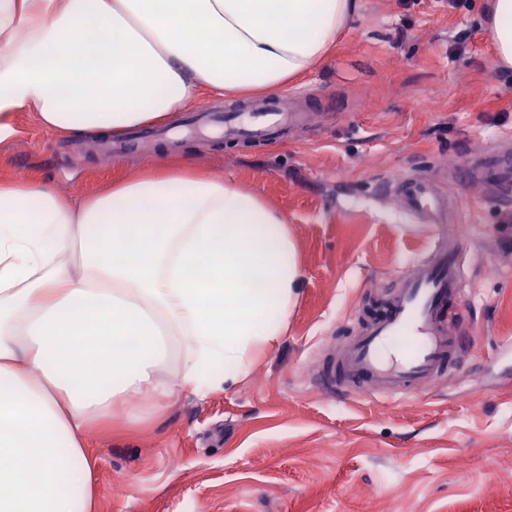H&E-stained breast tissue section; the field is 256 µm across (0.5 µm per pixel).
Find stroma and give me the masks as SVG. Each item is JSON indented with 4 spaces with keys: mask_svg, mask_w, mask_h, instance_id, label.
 <instances>
[{
    "mask_svg": "<svg viewBox=\"0 0 512 512\" xmlns=\"http://www.w3.org/2000/svg\"><path fill=\"white\" fill-rule=\"evenodd\" d=\"M483 0H362L333 52L283 91L308 113L247 144L144 126L71 137L15 118L0 175L91 196L157 166L161 145L287 215L304 272L288 330L229 391L131 401L85 439L99 512H512V204L458 171L512 154V75L493 65ZM429 179L454 223L412 224L383 185ZM467 255L454 373L404 401L323 393L322 360L438 237Z\"/></svg>",
    "mask_w": 512,
    "mask_h": 512,
    "instance_id": "35a3bbf8",
    "label": "stroma"
}]
</instances>
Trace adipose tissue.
Here are the masks:
<instances>
[{
	"instance_id": "ef3b65f1",
	"label": "adipose tissue",
	"mask_w": 512,
	"mask_h": 512,
	"mask_svg": "<svg viewBox=\"0 0 512 512\" xmlns=\"http://www.w3.org/2000/svg\"><path fill=\"white\" fill-rule=\"evenodd\" d=\"M512 72V0H486ZM360 0H0V142L168 124L200 92L283 91ZM302 273L288 219L192 159L87 198L0 177V512H95L85 431L176 390L235 386L275 346Z\"/></svg>"
}]
</instances>
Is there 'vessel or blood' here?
Returning <instances> with one entry per match:
<instances>
[{
    "label": "vessel or blood",
    "mask_w": 512,
    "mask_h": 512,
    "mask_svg": "<svg viewBox=\"0 0 512 512\" xmlns=\"http://www.w3.org/2000/svg\"><path fill=\"white\" fill-rule=\"evenodd\" d=\"M287 116L276 99L248 116L227 114L224 131L251 141L278 137ZM398 203L418 224H446L454 204L422 177L400 181ZM464 254L456 239L415 259L399 279L385 312L369 321L343 350V367L320 380L322 389L399 401L442 379L464 338L456 320L466 293Z\"/></svg>",
    "instance_id": "b4317fda"
}]
</instances>
